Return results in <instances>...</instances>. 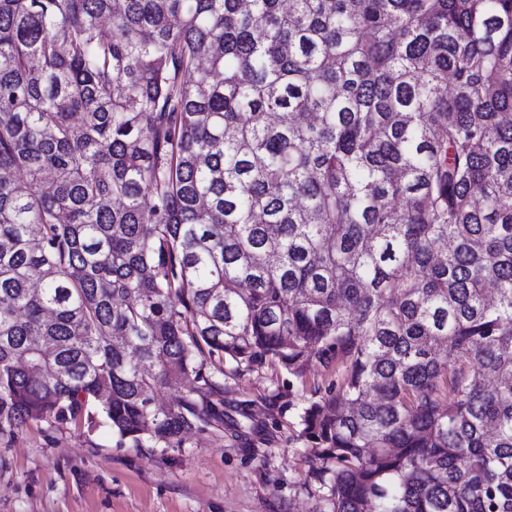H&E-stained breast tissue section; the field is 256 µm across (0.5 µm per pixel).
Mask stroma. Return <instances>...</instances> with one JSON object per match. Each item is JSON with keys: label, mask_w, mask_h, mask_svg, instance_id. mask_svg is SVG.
Masks as SVG:
<instances>
[{"label": "stroma", "mask_w": 512, "mask_h": 512, "mask_svg": "<svg viewBox=\"0 0 512 512\" xmlns=\"http://www.w3.org/2000/svg\"><path fill=\"white\" fill-rule=\"evenodd\" d=\"M281 364L224 366L230 425L187 435L180 447L134 448L107 426L51 420L0 428V512H323V465L300 437L314 386Z\"/></svg>", "instance_id": "35a3bbf8"}]
</instances>
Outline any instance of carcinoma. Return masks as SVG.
Masks as SVG:
<instances>
[{"instance_id": "obj_1", "label": "carcinoma", "mask_w": 512, "mask_h": 512, "mask_svg": "<svg viewBox=\"0 0 512 512\" xmlns=\"http://www.w3.org/2000/svg\"><path fill=\"white\" fill-rule=\"evenodd\" d=\"M226 361L334 371L328 512H512V0H0V428Z\"/></svg>"}]
</instances>
